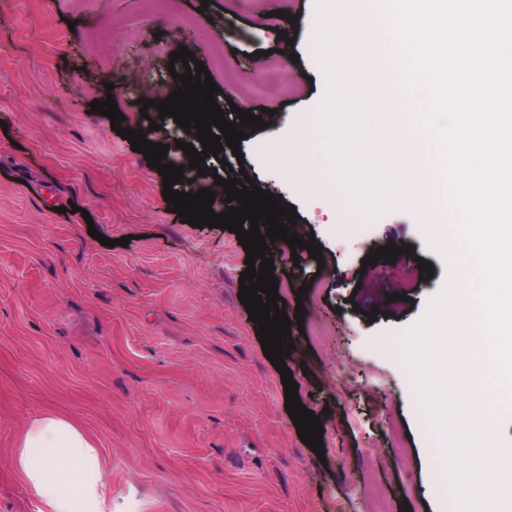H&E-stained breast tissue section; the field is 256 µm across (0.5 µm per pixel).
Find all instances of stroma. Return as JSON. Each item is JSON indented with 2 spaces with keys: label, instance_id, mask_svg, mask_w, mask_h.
<instances>
[{
  "label": "stroma",
  "instance_id": "stroma-1",
  "mask_svg": "<svg viewBox=\"0 0 512 512\" xmlns=\"http://www.w3.org/2000/svg\"><path fill=\"white\" fill-rule=\"evenodd\" d=\"M277 7L297 23L258 17L253 0H0V512H35L12 452L44 413L83 428L102 450L113 499L135 496L143 512H366L367 474L394 512H437L427 461L441 443L401 341L457 271L418 207L367 219L336 185L317 128L329 86L318 0ZM183 13L195 19L188 41L175 23ZM131 26L137 39L125 37ZM183 45L204 63L220 50L256 82L248 100L222 84L219 106L274 115L248 132L240 156L227 147L202 170L185 169L177 190L213 188L242 164L322 249L323 261L304 248L294 261L285 242L269 244L286 314L305 307L285 364L320 417L324 457L300 440L238 299L246 253L236 234L183 223L162 175L90 107L114 97L123 128L167 144L168 162L183 166L185 129L155 109L141 115L130 89L167 94L186 72L171 59ZM392 243L415 253L366 265ZM392 418L408 448L401 459Z\"/></svg>",
  "mask_w": 512,
  "mask_h": 512
}]
</instances>
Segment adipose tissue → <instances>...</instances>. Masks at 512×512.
Wrapping results in <instances>:
<instances>
[{
	"label": "adipose tissue",
	"instance_id": "ef3b65f1",
	"mask_svg": "<svg viewBox=\"0 0 512 512\" xmlns=\"http://www.w3.org/2000/svg\"><path fill=\"white\" fill-rule=\"evenodd\" d=\"M13 463L37 512H140L135 498L113 501L100 449L63 416L31 419Z\"/></svg>",
	"mask_w": 512,
	"mask_h": 512
}]
</instances>
